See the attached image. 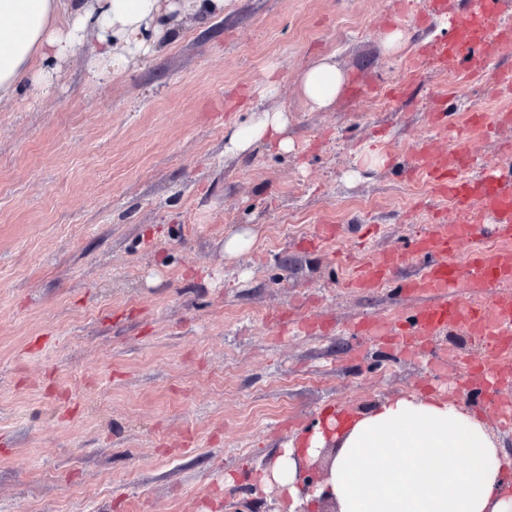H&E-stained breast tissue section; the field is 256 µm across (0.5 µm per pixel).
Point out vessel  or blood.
I'll return each mask as SVG.
<instances>
[{
	"label": "vessel or blood",
	"mask_w": 512,
	"mask_h": 512,
	"mask_svg": "<svg viewBox=\"0 0 512 512\" xmlns=\"http://www.w3.org/2000/svg\"><path fill=\"white\" fill-rule=\"evenodd\" d=\"M494 0H470V9L454 17L448 32L427 50L439 66L458 64L472 75L484 71L496 50L507 44V32L496 22ZM416 174L424 176L434 195L451 201L456 224H429L411 241L410 254L386 252L352 277L353 289L398 282L420 305L407 336H437L450 325L468 326L473 335L494 343L498 354L512 353V160L495 169L480 165L468 148L454 146L432 153L421 150ZM470 245L465 263L453 256ZM420 261L415 278L398 271L407 256Z\"/></svg>",
	"instance_id": "obj_1"
}]
</instances>
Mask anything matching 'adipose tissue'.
I'll list each match as a JSON object with an SVG mask.
<instances>
[{"label": "adipose tissue", "instance_id": "obj_1", "mask_svg": "<svg viewBox=\"0 0 512 512\" xmlns=\"http://www.w3.org/2000/svg\"><path fill=\"white\" fill-rule=\"evenodd\" d=\"M225 0H0V99L25 84L51 87L59 64L94 33L100 47L95 79L114 66L153 52L162 19L223 13ZM347 78L331 57L301 75L300 93L312 110L331 109ZM288 114L257 112L225 138L224 150L242 154L268 144L292 151ZM325 429L292 440L275 478L292 506L317 512L321 499L337 512H512L507 478L512 457L500 452L485 422L455 401L432 394L383 400L359 413L326 415ZM335 440L319 495L300 497L295 452L315 460Z\"/></svg>", "mask_w": 512, "mask_h": 512}]
</instances>
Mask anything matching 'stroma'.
<instances>
[{
    "label": "stroma",
    "instance_id": "obj_1",
    "mask_svg": "<svg viewBox=\"0 0 512 512\" xmlns=\"http://www.w3.org/2000/svg\"><path fill=\"white\" fill-rule=\"evenodd\" d=\"M180 27L104 83L87 35L51 88L0 100V512H278L266 462L326 408L415 392L477 410L512 455V394L460 387L487 358L479 338L458 324L403 352L355 335L418 301L347 286L434 213L457 220L402 176L421 144L501 164L512 46L449 81L418 54L447 21L415 26L400 0H228ZM391 27L409 33L395 54ZM322 56L365 93L311 110L300 76ZM407 78L404 99L385 94ZM256 110L287 111L293 151L225 155ZM439 110L454 138L433 127ZM367 146L387 163L356 167ZM248 229L250 249L225 255Z\"/></svg>",
    "mask_w": 512,
    "mask_h": 512
}]
</instances>
